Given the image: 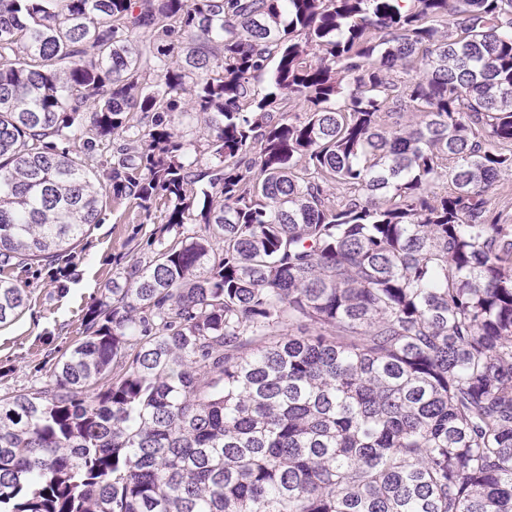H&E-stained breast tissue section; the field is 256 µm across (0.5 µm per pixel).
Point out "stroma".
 Listing matches in <instances>:
<instances>
[{"instance_id": "1", "label": "stroma", "mask_w": 512, "mask_h": 512, "mask_svg": "<svg viewBox=\"0 0 512 512\" xmlns=\"http://www.w3.org/2000/svg\"><path fill=\"white\" fill-rule=\"evenodd\" d=\"M163 217L159 211L145 222L130 204L108 202L102 222L92 225L74 254L11 269L29 302L15 320L0 326V394L28 387L42 377L45 361L71 346L113 271L130 259L151 256V231Z\"/></svg>"}]
</instances>
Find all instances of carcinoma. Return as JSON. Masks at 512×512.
I'll return each mask as SVG.
<instances>
[{"label":"carcinoma","mask_w":512,"mask_h":512,"mask_svg":"<svg viewBox=\"0 0 512 512\" xmlns=\"http://www.w3.org/2000/svg\"><path fill=\"white\" fill-rule=\"evenodd\" d=\"M510 144L512 0H0V264L166 214L0 395V512H512ZM490 208L512 217V174L505 175L489 193Z\"/></svg>","instance_id":"obj_1"}]
</instances>
